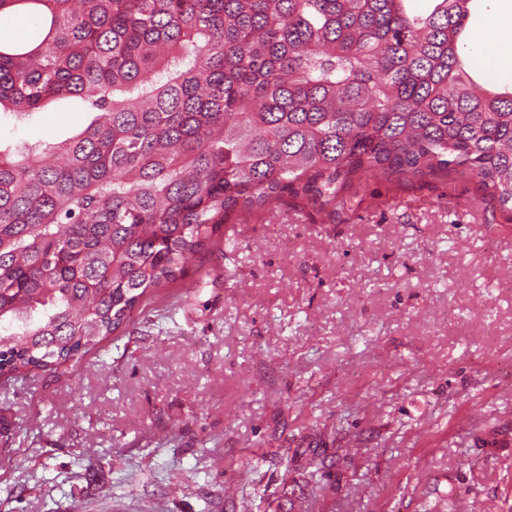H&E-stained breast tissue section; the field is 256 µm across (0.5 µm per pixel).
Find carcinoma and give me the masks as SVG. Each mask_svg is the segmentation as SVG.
I'll list each match as a JSON object with an SVG mask.
<instances>
[{
	"instance_id": "carcinoma-1",
	"label": "carcinoma",
	"mask_w": 512,
	"mask_h": 512,
	"mask_svg": "<svg viewBox=\"0 0 512 512\" xmlns=\"http://www.w3.org/2000/svg\"><path fill=\"white\" fill-rule=\"evenodd\" d=\"M472 0H0V377L59 374L235 213L330 212L374 170L454 169L512 211V92L459 54ZM88 119L89 114L79 99H60L25 123L15 124L10 119H3L0 138L2 142L20 139L30 142L61 141L81 129Z\"/></svg>"
}]
</instances>
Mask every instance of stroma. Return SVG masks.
<instances>
[{"instance_id":"35a3bbf8","label":"stroma","mask_w":512,"mask_h":512,"mask_svg":"<svg viewBox=\"0 0 512 512\" xmlns=\"http://www.w3.org/2000/svg\"><path fill=\"white\" fill-rule=\"evenodd\" d=\"M88 119L60 99L0 140ZM348 198L232 217V251L67 373L0 382V512H512V212L454 172L378 173Z\"/></svg>"}]
</instances>
